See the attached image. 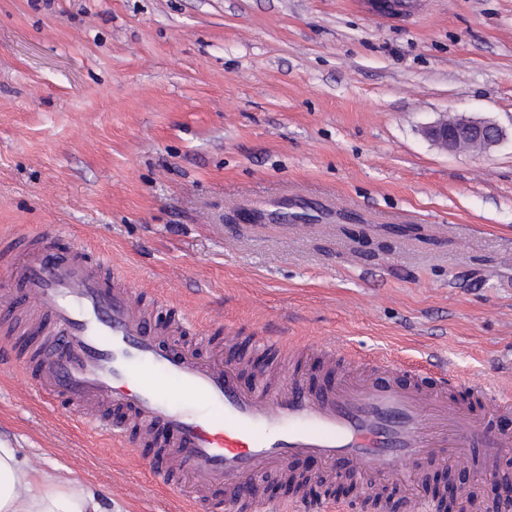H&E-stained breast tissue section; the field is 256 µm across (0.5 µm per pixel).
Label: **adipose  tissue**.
<instances>
[{
	"instance_id": "obj_1",
	"label": "adipose tissue",
	"mask_w": 512,
	"mask_h": 512,
	"mask_svg": "<svg viewBox=\"0 0 512 512\" xmlns=\"http://www.w3.org/2000/svg\"><path fill=\"white\" fill-rule=\"evenodd\" d=\"M0 512H100V507L79 480L27 468L15 449L0 444Z\"/></svg>"
}]
</instances>
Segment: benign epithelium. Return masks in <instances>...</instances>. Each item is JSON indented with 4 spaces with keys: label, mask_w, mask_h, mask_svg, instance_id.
<instances>
[{
    "label": "benign epithelium",
    "mask_w": 512,
    "mask_h": 512,
    "mask_svg": "<svg viewBox=\"0 0 512 512\" xmlns=\"http://www.w3.org/2000/svg\"><path fill=\"white\" fill-rule=\"evenodd\" d=\"M425 135L448 150L471 147L486 151L500 142L502 130L493 122L458 115L427 127ZM482 483L488 487L492 501L512 498V484L506 482L502 476L485 475Z\"/></svg>",
    "instance_id": "obj_1"
}]
</instances>
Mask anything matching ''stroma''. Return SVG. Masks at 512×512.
<instances>
[{
    "mask_svg": "<svg viewBox=\"0 0 512 512\" xmlns=\"http://www.w3.org/2000/svg\"><path fill=\"white\" fill-rule=\"evenodd\" d=\"M0 0V250L107 251L176 344L275 383L317 348L427 358L512 388V0ZM496 123L489 151L424 130ZM235 341H226L228 330ZM255 335L311 345L298 365ZM0 330V440L103 512H216L45 407ZM482 498V469L432 463ZM374 499L315 484L325 503Z\"/></svg>",
    "mask_w": 512,
    "mask_h": 512,
    "instance_id": "obj_1",
    "label": "stroma"
}]
</instances>
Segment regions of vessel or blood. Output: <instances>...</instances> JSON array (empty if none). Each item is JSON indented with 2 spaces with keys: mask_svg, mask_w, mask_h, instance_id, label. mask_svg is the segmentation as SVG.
Instances as JSON below:
<instances>
[{
  "mask_svg": "<svg viewBox=\"0 0 512 512\" xmlns=\"http://www.w3.org/2000/svg\"><path fill=\"white\" fill-rule=\"evenodd\" d=\"M107 264L86 249L63 254L29 238L7 264L27 292L12 325L31 318L39 328L31 378L47 402L76 406L75 423L91 428L102 426L91 403L126 409L128 427H102L114 442L135 432L144 445L168 449L169 465L152 469L163 483L185 470L233 492L317 459L373 488L407 467L420 484L430 462L474 451L493 472L512 447L495 430L496 414L512 413V392L389 353L367 362L349 355L348 366L335 368V388L322 394L299 375L284 387L242 386L234 364L173 352L135 284L102 277Z\"/></svg>",
  "mask_w": 512,
  "mask_h": 512,
  "instance_id": "b4317fda",
  "label": "vessel or blood"
}]
</instances>
